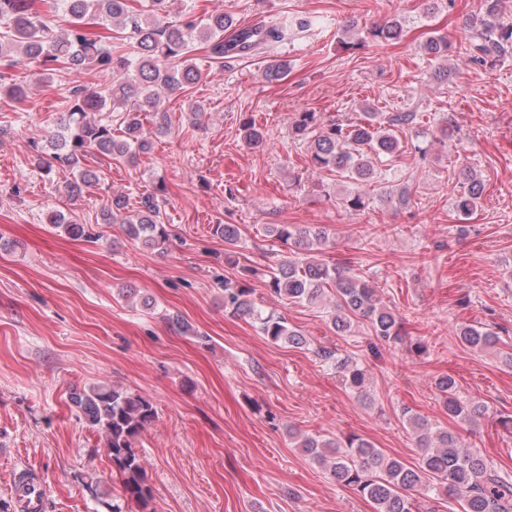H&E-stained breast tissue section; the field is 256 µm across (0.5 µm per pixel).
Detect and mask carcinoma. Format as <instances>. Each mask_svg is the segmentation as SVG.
Masks as SVG:
<instances>
[{
	"label": "carcinoma",
	"mask_w": 512,
	"mask_h": 512,
	"mask_svg": "<svg viewBox=\"0 0 512 512\" xmlns=\"http://www.w3.org/2000/svg\"><path fill=\"white\" fill-rule=\"evenodd\" d=\"M36 0H0V59L19 52L32 60L42 72L94 69L111 76L101 91H81L67 105L60 121V132L49 145L53 159L68 167L73 179L65 184L67 194L80 193L82 187L100 182L99 174L85 167V157L96 151L104 156L133 163L151 150L152 140L144 128L142 116L152 114L158 127L167 126V114L159 111L158 90L186 91L201 78L193 52L208 51L219 62L226 57L263 53L288 40L293 24L281 23L253 30L236 24L232 14L212 13L195 16L184 11L177 21L168 20L170 0H144L140 8L133 0H55L53 8L68 16V28L57 32L50 20L35 8ZM480 15L467 23V47L470 60L485 69H494L512 57V21L504 17L502 0H484ZM101 23L115 27V35L101 36L85 26ZM402 22L395 16L367 28L366 41L388 43L399 39ZM425 53L441 57L448 42L432 34L423 43ZM28 77L14 75L5 80L0 74V91L15 98L26 97ZM111 112L119 121L121 135L112 129V121L101 116ZM413 112H365L355 121L322 123L315 112L297 113L292 135L308 141L313 168L336 175L353 185L340 205L353 214L369 209L372 198L362 187L377 181L374 160L380 155L397 158L400 142L394 129L412 124ZM483 186L473 174L463 173V182L455 196L454 209L462 217L471 216L482 197ZM124 215L126 236L147 248H158L167 238L163 214L155 192L140 197L134 214H128V200L112 195L104 213L105 223ZM51 223L72 239L97 238L90 224H76L56 212ZM275 238L287 245L294 258L280 261L269 272L268 287L274 297L296 303L333 302L331 325L345 336L359 320L369 322L385 342L404 339L402 322L377 298L365 278L342 265H329L319 259L328 238L317 227L302 224L271 225ZM214 231L224 238L225 254L238 246L240 231L236 224H217ZM254 270L240 266L235 284H224V309L259 324L268 340L301 348L308 344L303 334L290 327L285 317L265 313L253 301L249 278ZM460 341L465 346L488 351L499 344L489 329L464 326ZM321 360L331 363L348 390L365 394L367 369L357 361L340 358L332 350L316 351ZM444 409L457 422L471 423L483 415L481 404L463 399L456 378L450 374L436 379ZM69 401L77 416L101 433L112 463L122 480L123 492L146 505L151 489L145 483V471L134 440L157 415L145 397L122 388L96 384L71 389ZM420 458L415 464L386 455L357 434L345 439L322 435L298 437L299 447L313 460L328 468L338 484L374 504L375 512H413L410 492L438 484L455 495L460 512H512V479L491 467L478 451L462 444L458 434L432 428L421 417L407 419Z\"/></svg>",
	"instance_id": "1"
}]
</instances>
